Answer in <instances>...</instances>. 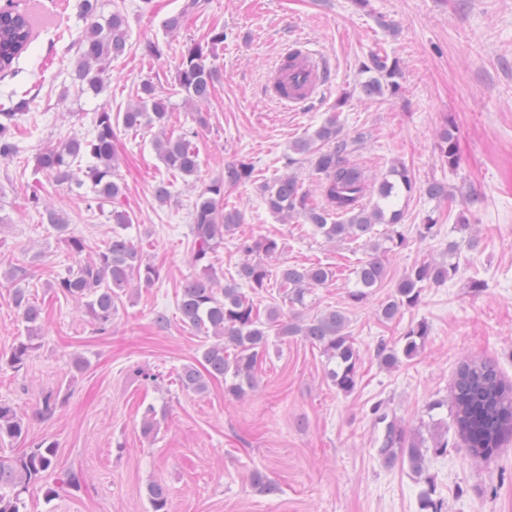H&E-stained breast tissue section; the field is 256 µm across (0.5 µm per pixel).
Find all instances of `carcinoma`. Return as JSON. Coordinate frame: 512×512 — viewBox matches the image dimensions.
<instances>
[{
    "label": "carcinoma",
    "instance_id": "1",
    "mask_svg": "<svg viewBox=\"0 0 512 512\" xmlns=\"http://www.w3.org/2000/svg\"><path fill=\"white\" fill-rule=\"evenodd\" d=\"M79 12L86 21L83 35L76 45L77 61L72 80L84 93L99 94L112 59L123 55L128 47V30L124 13L115 9L108 16L100 12L99 0H80ZM32 16L13 6L7 0L0 6V78L15 76L16 63L34 40ZM224 43V31H213L207 40L192 43L182 53L175 82L185 101H206L220 72L211 64L216 50ZM361 72L370 74L360 85L366 98H375L401 88L403 74L399 62L378 54H371L361 66ZM32 98L22 96L0 110V160H9L19 153L14 140L13 126L19 116L29 111ZM170 112L169 98L159 95L153 83L146 81L140 87L138 103L126 111L112 115L106 107L93 116V129L86 137H72L51 145L36 156V169L54 178L59 184L88 186L92 200L115 201L123 194V186L115 169L114 145L117 130H138L145 124L164 128ZM360 142L342 134L336 115H330L314 133L293 143L292 151L308 159L320 184L322 202L309 203L297 178L288 174L262 187L267 209L275 216L291 218L299 215L305 223L331 242L358 240L368 248V255L356 270V281L348 298L362 303L369 289L379 287L387 277L384 258L404 246V234L398 230L403 211L398 206L401 198L411 196L416 182L406 167L391 166L388 174L377 180L351 161ZM155 148L162 163L170 170L185 176L198 172L199 159L188 136L171 138L160 133ZM440 153L448 159V166L457 163L455 138L452 129L441 133ZM87 159L83 177L74 178L75 164ZM252 167L242 163L224 166V175L204 184L198 191L192 212V262L199 273L182 284L178 309L182 322L213 338L204 345L200 364H185L178 372L181 387L197 394L207 392L213 380H224V393L242 398L255 387L256 372L267 358L270 341L268 330L276 336H299L320 348L327 362L334 367L327 370L328 380L345 394L356 386L358 354L347 332L348 319L336 309H325L311 318L301 315L285 317L277 306H270L265 317L254 308V303L241 291L245 284L252 289L267 286L269 271L265 265L250 259L252 255L274 256L280 252L278 242L268 237L243 241L240 250L247 259L237 266L236 277L220 283L214 270L213 258L242 223L241 213L224 210V187L234 186L252 176ZM31 207L44 223L65 237L71 254L78 258L74 267L60 277L53 287L67 298L82 302L88 308L98 330L112 325V316L130 285L132 275H138L149 287L159 278L158 270L146 262L133 240L126 234L132 223L130 214L112 207V233L104 249L92 256L83 253L88 245L84 238L69 231L67 219L49 206L38 194L29 198ZM385 225L384 232L376 226ZM457 266L451 261H422L408 269L396 286L394 295L380 309V316L393 319L405 306L418 303L421 290L428 284L452 279ZM280 284L287 288L292 306L306 307L311 289L332 280L333 272L326 266L283 264L277 271ZM13 303L26 323L28 336L19 342L8 358V364L20 370L35 349L33 340L41 322V308L23 288L14 289ZM429 336V326L422 321L411 327L401 349L380 343L376 357L380 364L392 367L399 357L415 356ZM450 405L455 424L463 437L467 452L474 458L488 460L512 435V386L503 379L496 363L473 360L460 365L450 389L449 398L429 405V410ZM29 425L18 416L11 405L0 403V439H26ZM436 455L447 452L448 439L435 437L428 447ZM415 438L406 436L396 423L390 422L378 448L379 457L390 466L397 458L407 460L409 466L421 470L424 451L428 449ZM57 465V446L45 439L33 441L19 455L0 457V512H23V495L32 486L45 487L48 498L59 495L62 486L78 487L80 478L71 474L59 485L49 486L48 475ZM253 488L264 495H276L279 486L262 470L251 474ZM151 512H169V492L161 484L147 487Z\"/></svg>",
    "mask_w": 512,
    "mask_h": 512
}]
</instances>
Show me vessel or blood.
<instances>
[{
    "label": "vessel or blood",
    "mask_w": 512,
    "mask_h": 512,
    "mask_svg": "<svg viewBox=\"0 0 512 512\" xmlns=\"http://www.w3.org/2000/svg\"><path fill=\"white\" fill-rule=\"evenodd\" d=\"M330 72L320 54L307 42H291L267 75V92L286 109H294L329 84Z\"/></svg>",
    "instance_id": "b4317fda"
}]
</instances>
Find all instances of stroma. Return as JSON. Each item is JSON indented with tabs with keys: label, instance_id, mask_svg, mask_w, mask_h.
<instances>
[{
	"label": "stroma",
	"instance_id": "35a3bbf8",
	"mask_svg": "<svg viewBox=\"0 0 512 512\" xmlns=\"http://www.w3.org/2000/svg\"><path fill=\"white\" fill-rule=\"evenodd\" d=\"M33 1L45 24L23 53L20 74L0 80L1 106L17 95L33 98L13 128L19 154L0 161V211L9 217L0 224V266L27 271L21 283L0 277V402L28 422L32 436L56 442L53 480L75 472L81 487L50 500L30 491L25 512H150L146 489L154 482L168 488L171 512H419L430 485L447 512H512V437L481 461L449 427L447 453L426 455L419 475L402 460L382 463L377 448L384 426L375 420L382 411L407 435H428V404L447 398L466 361L493 360L512 384V0H203L191 13L183 10L185 0H154L148 12L140 0H100L106 14L121 6L129 48L113 59L97 96L80 93L71 79L73 44L84 26L77 0H15L22 8ZM176 14L180 28L166 32L164 20ZM215 29L224 32L215 59L222 78L208 102L187 105L175 84L181 54ZM298 37L328 59L331 84L303 110L289 111L268 98L265 76L283 46ZM148 42L165 44V53L143 55ZM373 52L399 61L397 94L361 95L360 66ZM145 80L169 96L173 109L165 129L119 131L115 154L124 192L117 203L89 204L86 195L36 170L41 149L90 133L100 107L125 111ZM332 114L344 135L360 141L355 162L380 177L404 163L417 183L403 204L406 242L387 256L383 285L356 305L348 291L366 257L362 243H329L301 219L279 221L260 191L294 171L309 200L318 201L309 164H289L290 146ZM448 124L459 156L454 167L439 150L438 134ZM162 131L191 132L200 160L196 176L161 162L154 141ZM235 161L250 164L253 174L224 191L225 209L244 219L213 259L217 275L234 276L244 258L240 240L258 236L281 245L266 261L270 271L286 262L330 267L333 279L308 296L306 313H346L360 355L350 394L336 391L325 375V356L298 337L271 338L256 387L242 399L225 397L220 380L203 395L177 384L179 369L198 362L204 341L177 309L183 282L197 272L190 213L200 186ZM162 182L171 199L161 206L153 191ZM431 182L447 185V199L426 195ZM34 193L63 212L93 251L111 234L112 207L133 216L128 234L160 276L151 287L129 288L107 330L53 289L75 259L30 207ZM462 215L474 243L461 245L454 257L456 275L427 285L418 304L395 319H382L379 309L407 268L449 256L448 230ZM428 216L438 233L425 239L418 228ZM20 285L40 306L42 325L17 371L5 360L27 334L12 301ZM159 311L169 317L163 330L154 323ZM421 321L430 334L419 353L382 366L377 345L402 346L407 330ZM78 355L87 361L80 371L72 366ZM140 368L155 380L139 378ZM50 394L58 406L44 418L37 408ZM149 407L159 425L146 436L141 422ZM255 469L278 483L279 494L252 488Z\"/></svg>",
	"mask_w": 512,
	"mask_h": 512
}]
</instances>
